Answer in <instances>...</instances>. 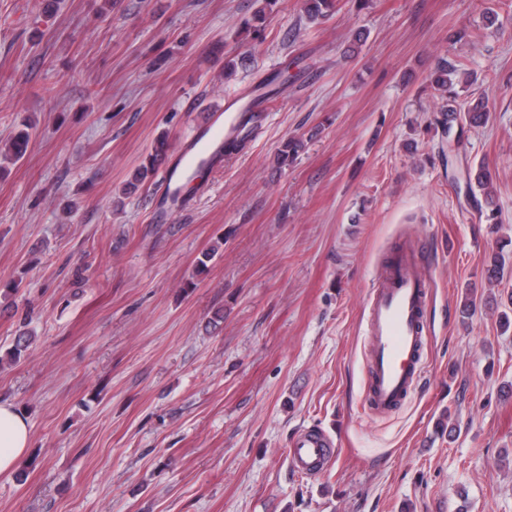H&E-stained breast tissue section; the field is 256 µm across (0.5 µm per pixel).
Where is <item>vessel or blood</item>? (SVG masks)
<instances>
[{
    "label": "vessel or blood",
    "instance_id": "obj_1",
    "mask_svg": "<svg viewBox=\"0 0 512 512\" xmlns=\"http://www.w3.org/2000/svg\"><path fill=\"white\" fill-rule=\"evenodd\" d=\"M239 98L225 101L224 112L196 128L174 158L163 160L159 189L173 194L178 180L199 164H216L224 155V141L234 129ZM430 282L424 273L423 250L405 244L394 261L377 272L370 283L366 305L369 336L364 404L374 414L395 410L410 396L424 369L420 351L426 332L424 313ZM336 442L323 430L299 433L289 449L290 463L303 477L320 475L333 458Z\"/></svg>",
    "mask_w": 512,
    "mask_h": 512
}]
</instances>
